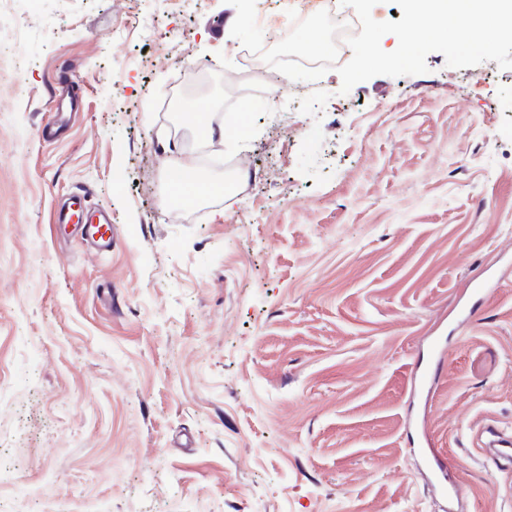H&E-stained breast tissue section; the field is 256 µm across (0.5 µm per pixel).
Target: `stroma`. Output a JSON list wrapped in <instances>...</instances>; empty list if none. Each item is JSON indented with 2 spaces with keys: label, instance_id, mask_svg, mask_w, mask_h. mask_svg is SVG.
<instances>
[{
  "label": "stroma",
  "instance_id": "obj_1",
  "mask_svg": "<svg viewBox=\"0 0 512 512\" xmlns=\"http://www.w3.org/2000/svg\"><path fill=\"white\" fill-rule=\"evenodd\" d=\"M235 17L0 0V512H441L431 449L466 512H512L477 444L512 437V69L434 52L345 94L245 69ZM189 146L243 191L166 204ZM76 193L111 252L58 233Z\"/></svg>",
  "mask_w": 512,
  "mask_h": 512
}]
</instances>
